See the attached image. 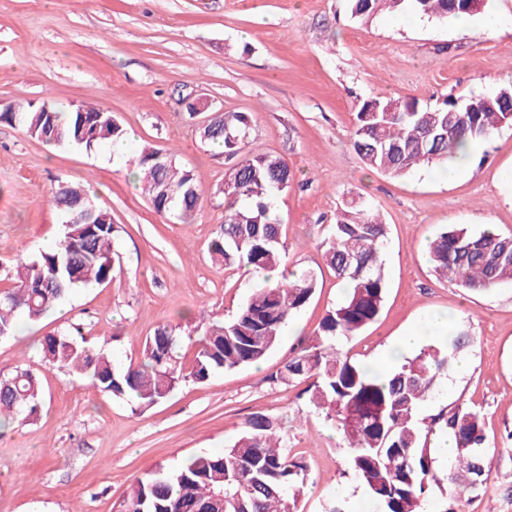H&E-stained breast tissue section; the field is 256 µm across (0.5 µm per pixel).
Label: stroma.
<instances>
[{
  "mask_svg": "<svg viewBox=\"0 0 512 512\" xmlns=\"http://www.w3.org/2000/svg\"><path fill=\"white\" fill-rule=\"evenodd\" d=\"M505 87H512V0H484L465 25L390 12L355 19L347 0H0V108L92 103L112 112L130 139L115 159L104 146H51L0 122V292L13 286L8 271L61 238L58 185L83 186L121 227L109 284L72 292L65 313L21 322L0 339V375L27 367L43 388L36 419L0 430V512H120L137 478L223 450L255 412L278 417L308 466L302 512H325L340 497L347 512H377L347 466L337 425L308 405L306 382L271 380L343 296L321 254L352 196L387 226L384 305L350 341L352 354L373 365L436 315L447 316L449 333L467 332L469 343L421 415L457 404L480 412L485 481L462 510L512 512V283L470 293L436 275L427 255L428 242L455 224L512 234V126L477 144L451 181L426 167L401 178L368 170L351 146L357 99L426 106ZM200 97L215 110L249 113L248 151L279 156L294 171L275 209L289 270L312 272L317 289L260 365L185 383L138 414L128 400L42 362L40 341L78 326L126 366L168 322L179 326L189 359L208 323L232 317L253 293L256 278L208 254L224 219L216 189L229 161L187 118V102ZM146 146L194 173L204 199L191 223L169 222L138 188L134 161Z\"/></svg>",
  "mask_w": 512,
  "mask_h": 512,
  "instance_id": "stroma-1",
  "label": "stroma"
}]
</instances>
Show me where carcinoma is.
I'll list each match as a JSON object with an SVG mask.
<instances>
[{
	"label": "carcinoma",
	"mask_w": 512,
	"mask_h": 512,
	"mask_svg": "<svg viewBox=\"0 0 512 512\" xmlns=\"http://www.w3.org/2000/svg\"><path fill=\"white\" fill-rule=\"evenodd\" d=\"M349 8L358 18L382 10L444 21L473 13L451 8L450 0H349ZM468 105L477 111H466ZM82 109L97 115L85 127L76 110L63 112L46 103L3 112L0 120L49 145L90 150L124 137L112 113L94 106ZM211 123L213 132L199 131L203 142L230 157L243 152L250 128L247 113L224 112ZM504 125H512V87L463 101L446 97L426 107L413 98L372 96L357 104L352 146L368 169L402 177L422 164L446 166L456 145L480 142ZM135 166L136 180L158 214L186 223L200 208L203 191L194 174L167 154L145 147ZM293 182L288 163L271 154H249L225 171L218 190L224 197V223L209 244L211 258L226 266L245 263L269 272L287 268L274 200ZM54 201L70 220L75 213L92 210L91 223L68 225L54 248L17 265L13 288L0 293V338L11 336L21 318L40 319L77 283L112 281L113 243L120 225L112 222L110 211L96 206L77 186H59ZM386 239L387 225L369 204L355 197L346 201L323 252L345 295L325 311L312 336L271 379L310 381L305 390L309 405L339 426L349 468L379 512H425L440 483L429 436L443 432L455 443L447 480L456 504L484 482V471L476 463H485L486 437L479 412L460 404L441 409L428 422L419 418V408L435 394L438 378L448 373L452 355L468 342L465 333L404 358L388 372L339 352L341 342L380 314L386 294ZM429 258L437 274L468 292L512 282V235L491 228L474 231L453 225L430 243ZM315 291L316 280L307 273L265 279L231 319L205 329L188 367L177 354L181 336L169 323L145 339L143 358L135 366H115L76 327L65 335L44 337L42 359L101 393L130 399L134 409L144 411L184 382L203 384L218 371L262 362L280 343L290 316ZM41 399L39 379L31 370L19 368L1 378L0 426L33 418ZM306 477V462L279 435L277 418L255 412L222 451L195 455L174 470L158 467L137 479L122 512H299Z\"/></svg>",
	"instance_id": "carcinoma-1"
}]
</instances>
